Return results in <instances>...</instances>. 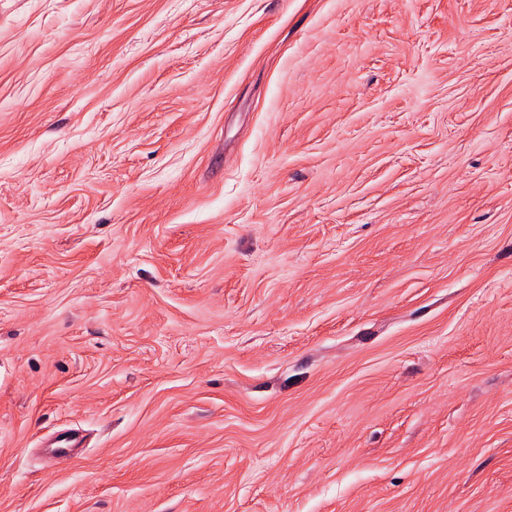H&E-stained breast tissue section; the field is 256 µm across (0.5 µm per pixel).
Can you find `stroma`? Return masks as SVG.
<instances>
[{"mask_svg":"<svg viewBox=\"0 0 512 512\" xmlns=\"http://www.w3.org/2000/svg\"><path fill=\"white\" fill-rule=\"evenodd\" d=\"M0 512H512V0H0Z\"/></svg>","mask_w":512,"mask_h":512,"instance_id":"obj_1","label":"stroma"}]
</instances>
